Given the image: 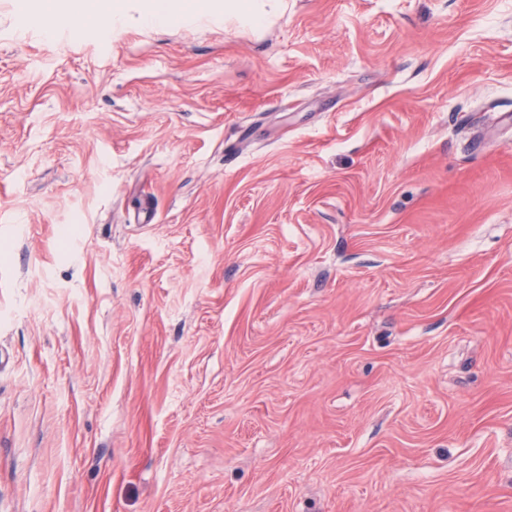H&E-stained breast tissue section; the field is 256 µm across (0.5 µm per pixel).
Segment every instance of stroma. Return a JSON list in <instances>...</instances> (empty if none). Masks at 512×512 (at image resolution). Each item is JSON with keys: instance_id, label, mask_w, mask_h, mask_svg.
I'll use <instances>...</instances> for the list:
<instances>
[{"instance_id": "35a3bbf8", "label": "stroma", "mask_w": 512, "mask_h": 512, "mask_svg": "<svg viewBox=\"0 0 512 512\" xmlns=\"http://www.w3.org/2000/svg\"><path fill=\"white\" fill-rule=\"evenodd\" d=\"M146 2L0 0V512H512V0ZM210 0H157L151 6L148 18L158 23H170L186 20L190 17L208 13ZM267 4L275 6V4L263 3L262 0H226L224 11L228 17L257 28L266 22V15L270 13L264 9Z\"/></svg>"}]
</instances>
